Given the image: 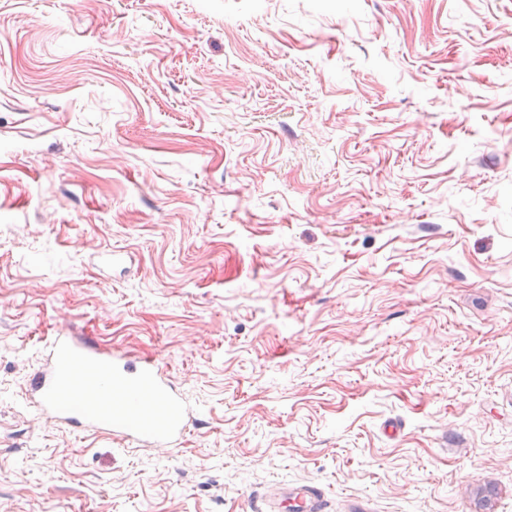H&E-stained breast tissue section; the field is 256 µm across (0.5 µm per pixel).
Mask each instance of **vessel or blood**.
Listing matches in <instances>:
<instances>
[{"label":"vessel or blood","mask_w":512,"mask_h":512,"mask_svg":"<svg viewBox=\"0 0 512 512\" xmlns=\"http://www.w3.org/2000/svg\"><path fill=\"white\" fill-rule=\"evenodd\" d=\"M47 368L31 380V396L36 406L52 416L56 423L84 429L105 430L118 437H132L157 446L175 445L185 434L189 411L180 395L172 389L166 373L151 360L133 362L104 354L96 344L79 343L67 334L54 336L46 345ZM112 376V392L121 401L112 408L95 406L94 387L99 386L102 373ZM73 390L72 405L56 403V394ZM133 389L145 391L161 401V428H154L139 413L138 404L130 399ZM320 490L306 487L284 492L267 512H324Z\"/></svg>","instance_id":"obj_1"}]
</instances>
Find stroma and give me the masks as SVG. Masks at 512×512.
Instances as JSON below:
<instances>
[{
    "label": "stroma",
    "instance_id": "35a3bbf8",
    "mask_svg": "<svg viewBox=\"0 0 512 512\" xmlns=\"http://www.w3.org/2000/svg\"><path fill=\"white\" fill-rule=\"evenodd\" d=\"M165 366L178 446L27 396ZM512 512V0H0V512ZM48 366L31 380V396L36 406L59 425L84 429L105 430L118 437H132L155 446L175 445L186 433L190 415L180 395L172 389L166 373L152 360L137 365L132 360L104 354L91 341L79 343L65 333H59L46 344ZM112 375V391L103 392L105 407L92 404V387L103 389L101 374ZM63 389L75 392L70 406L56 403V394ZM131 389L143 390L161 401L160 414L164 424L155 429L139 413ZM112 392L127 401L112 405ZM323 512L325 511L323 494L320 490L304 487L300 490H288L278 502L268 507L267 512Z\"/></svg>",
    "mask_w": 512,
    "mask_h": 512
}]
</instances>
